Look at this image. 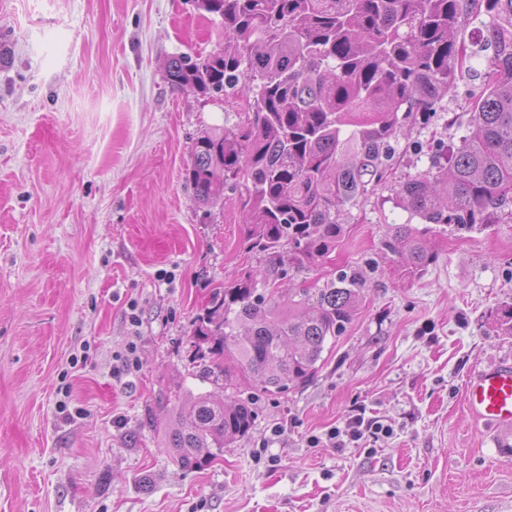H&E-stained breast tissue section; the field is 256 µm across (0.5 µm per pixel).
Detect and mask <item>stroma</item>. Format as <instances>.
I'll return each instance as SVG.
<instances>
[{
	"instance_id": "35a3bbf8",
	"label": "stroma",
	"mask_w": 512,
	"mask_h": 512,
	"mask_svg": "<svg viewBox=\"0 0 512 512\" xmlns=\"http://www.w3.org/2000/svg\"><path fill=\"white\" fill-rule=\"evenodd\" d=\"M223 48L194 0H0V512H512V429L462 397L474 371L512 360L497 319L512 220L434 225L417 275L386 246L391 225H421L397 184L468 131L481 82L467 73L430 123H406L335 251L281 280L365 271L313 379L255 392L249 437L201 469L175 464L159 407L212 388L191 363L193 321L267 266L236 201L199 205L186 179L196 137L235 128L245 101L166 80L171 56ZM356 403L389 433L310 447Z\"/></svg>"
}]
</instances>
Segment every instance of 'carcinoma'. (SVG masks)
Here are the masks:
<instances>
[{"label": "carcinoma", "mask_w": 512, "mask_h": 512, "mask_svg": "<svg viewBox=\"0 0 512 512\" xmlns=\"http://www.w3.org/2000/svg\"><path fill=\"white\" fill-rule=\"evenodd\" d=\"M220 18L224 53L175 55L174 89L237 90L245 120L202 132L187 178L208 205L237 195L247 249L285 266L314 264L336 248L340 213L384 179L392 141L409 119L428 122L452 96L459 73L483 57V87L471 132L445 162L409 177L396 197L425 224L472 227L512 216V0H195ZM486 21L459 38L472 15ZM408 273L436 258L427 231L396 224L387 243ZM247 271L215 292L194 322L199 378L237 389L224 360L240 364L252 388L282 394L308 382L327 343L353 319L365 279L341 270L321 288L286 298ZM166 412L175 463L198 469L244 439L256 419L253 396L188 392Z\"/></svg>", "instance_id": "carcinoma-1"}]
</instances>
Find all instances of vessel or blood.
Here are the masks:
<instances>
[{"label": "vessel or blood", "mask_w": 512, "mask_h": 512, "mask_svg": "<svg viewBox=\"0 0 512 512\" xmlns=\"http://www.w3.org/2000/svg\"><path fill=\"white\" fill-rule=\"evenodd\" d=\"M463 398L477 419L512 428V363L502 362L474 372Z\"/></svg>", "instance_id": "obj_1"}]
</instances>
